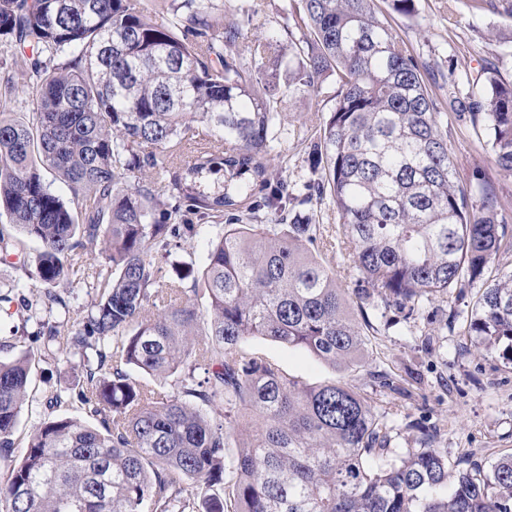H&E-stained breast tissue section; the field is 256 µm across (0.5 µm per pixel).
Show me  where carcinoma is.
<instances>
[{"label": "carcinoma", "instance_id": "1", "mask_svg": "<svg viewBox=\"0 0 512 512\" xmlns=\"http://www.w3.org/2000/svg\"><path fill=\"white\" fill-rule=\"evenodd\" d=\"M222 11L214 0H0V39L29 76L9 86L25 121L0 102V219L19 252L39 245L14 290L35 296L21 308L36 339L81 369L78 390L55 402L75 398L94 420L41 421L0 483V512H512V454L453 471L425 432L421 447L373 470L367 457L389 435L364 395L340 380L305 387L242 346L262 336L340 371L363 358L336 273L308 248L317 225L224 224L202 266L169 261L180 240L223 224L224 208L277 215L288 201L283 166L270 163L271 42L243 43ZM293 14L309 38L276 60L285 90L324 75L339 84L311 138L321 178L307 202L336 207L363 297L413 312L484 278L505 242L498 200L483 186L470 212L418 63L372 0H298ZM244 55L250 64L237 63ZM486 85L479 115L495 166L512 175V83L490 71ZM200 124L209 139L190 152ZM247 173L275 185L260 205L239 183ZM88 244L104 260L90 267L96 298L63 335L60 288ZM465 333L512 358V272L476 295ZM35 362L29 349L0 360L1 461ZM243 415L253 429H239Z\"/></svg>", "mask_w": 512, "mask_h": 512}]
</instances>
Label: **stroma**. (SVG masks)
Returning a JSON list of instances; mask_svg holds the SVG:
<instances>
[{
    "label": "stroma",
    "instance_id": "35a3bbf8",
    "mask_svg": "<svg viewBox=\"0 0 512 512\" xmlns=\"http://www.w3.org/2000/svg\"><path fill=\"white\" fill-rule=\"evenodd\" d=\"M254 3L256 13L242 30L245 40L274 37L278 54L303 40L291 18L292 0ZM374 9L388 20L402 49L423 69L458 183L474 202L480 199L481 187L490 186L498 198L497 220L512 237V176L496 168L482 122L448 106L455 97H483L489 71L512 81V0H415L409 16L393 12L388 0H374ZM337 90L336 79L330 76L317 90L279 94L271 105L278 114V160L288 174L287 208L320 226L321 234L310 250L335 272L352 315L367 322L366 359L339 372L306 349L260 336L248 338L245 346L307 386L340 379L365 394L375 413L392 428L390 445L379 464L394 462L426 431L434 436L433 447L447 454L449 468L490 467L512 453V363L487 355L475 338L463 333L476 287L450 289L447 298L411 318L380 298H359L360 274L336 245L335 208L304 201L320 174L307 160V143L301 135L311 118L331 112ZM16 309V303L0 302L1 360L36 345L35 324L22 323ZM71 380L66 366L36 364L31 380L34 401L13 436L14 460H21L30 432L45 416L84 418L79 403L49 406L52 390L67 387Z\"/></svg>",
    "mask_w": 512,
    "mask_h": 512
}]
</instances>
